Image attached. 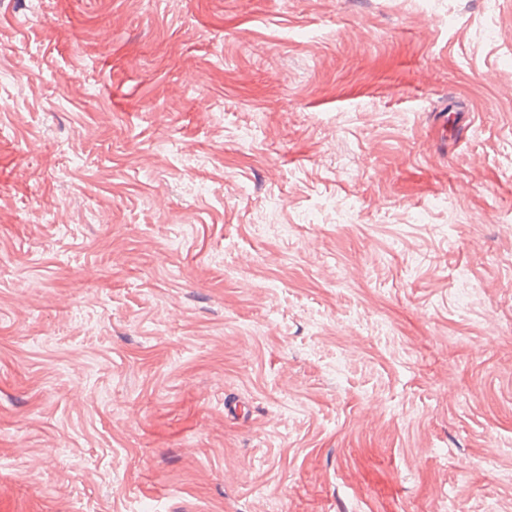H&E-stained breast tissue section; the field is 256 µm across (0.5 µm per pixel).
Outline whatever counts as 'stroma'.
<instances>
[{"label": "stroma", "instance_id": "1", "mask_svg": "<svg viewBox=\"0 0 512 512\" xmlns=\"http://www.w3.org/2000/svg\"><path fill=\"white\" fill-rule=\"evenodd\" d=\"M0 512H512V0H0Z\"/></svg>", "mask_w": 512, "mask_h": 512}]
</instances>
